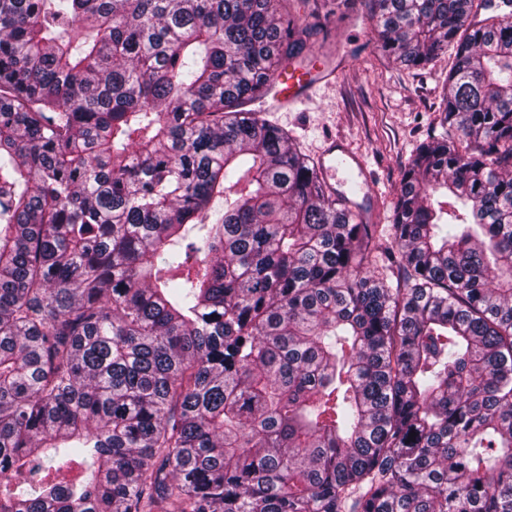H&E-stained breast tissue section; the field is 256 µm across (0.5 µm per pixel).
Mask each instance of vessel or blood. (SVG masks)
I'll list each match as a JSON object with an SVG mask.
<instances>
[{"mask_svg": "<svg viewBox=\"0 0 512 512\" xmlns=\"http://www.w3.org/2000/svg\"><path fill=\"white\" fill-rule=\"evenodd\" d=\"M342 66L324 67L304 72L296 70L280 74L270 92L271 107L275 110L293 109L303 104L310 88L317 84L337 82ZM320 177L330 191L353 194L368 186L366 165L360 155L346 142L327 139L319 158Z\"/></svg>", "mask_w": 512, "mask_h": 512, "instance_id": "b4317fda", "label": "vessel or blood"}]
</instances>
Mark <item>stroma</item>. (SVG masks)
Instances as JSON below:
<instances>
[{
    "instance_id": "stroma-1",
    "label": "stroma",
    "mask_w": 512,
    "mask_h": 512,
    "mask_svg": "<svg viewBox=\"0 0 512 512\" xmlns=\"http://www.w3.org/2000/svg\"><path fill=\"white\" fill-rule=\"evenodd\" d=\"M296 9L318 16L319 26L307 39L309 57L322 64L345 61L343 80L332 89H315L290 112L267 111L262 100L244 109L286 130L310 159L325 136L343 137L370 171L371 223H391L405 165L424 140L443 131L440 103L451 61L412 71L383 54L374 0H299Z\"/></svg>"
}]
</instances>
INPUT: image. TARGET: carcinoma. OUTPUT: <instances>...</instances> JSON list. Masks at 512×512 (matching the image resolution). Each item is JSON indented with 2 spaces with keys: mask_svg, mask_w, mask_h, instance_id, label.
I'll return each instance as SVG.
<instances>
[{
  "mask_svg": "<svg viewBox=\"0 0 512 512\" xmlns=\"http://www.w3.org/2000/svg\"><path fill=\"white\" fill-rule=\"evenodd\" d=\"M375 2L385 229L243 110L291 0H0V512H512V0Z\"/></svg>",
  "mask_w": 512,
  "mask_h": 512,
  "instance_id": "carcinoma-1",
  "label": "carcinoma"
}]
</instances>
